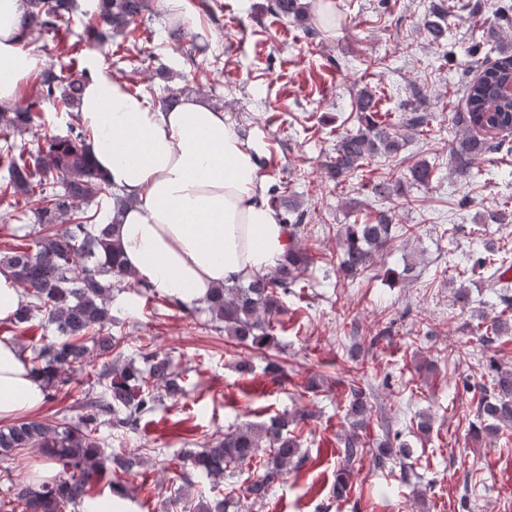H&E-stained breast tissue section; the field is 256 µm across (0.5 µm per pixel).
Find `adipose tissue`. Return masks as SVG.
Instances as JSON below:
<instances>
[{"label": "adipose tissue", "instance_id": "ef3b65f1", "mask_svg": "<svg viewBox=\"0 0 512 512\" xmlns=\"http://www.w3.org/2000/svg\"><path fill=\"white\" fill-rule=\"evenodd\" d=\"M18 11L19 0H0V104L13 103L20 82L45 64L19 51ZM79 113L94 134L92 163L132 201L118 231L121 258L140 282L191 304L283 262L287 228L223 110L188 97L165 112L100 71ZM46 394L16 342L1 338L0 420L38 410Z\"/></svg>", "mask_w": 512, "mask_h": 512}]
</instances>
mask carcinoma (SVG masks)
Returning a JSON list of instances; mask_svg holds the SVG:
<instances>
[{
    "instance_id": "obj_1",
    "label": "carcinoma",
    "mask_w": 512,
    "mask_h": 512,
    "mask_svg": "<svg viewBox=\"0 0 512 512\" xmlns=\"http://www.w3.org/2000/svg\"><path fill=\"white\" fill-rule=\"evenodd\" d=\"M72 0H22L19 27L22 36L50 37L61 44L68 34L66 15ZM154 6L153 0H96L86 27V38L68 46L69 64L60 70L49 66L36 76L37 95L20 107L0 106V199L22 213H33L36 236L8 252H0V265L11 270L14 280L24 288L31 301L14 314L16 324L41 318L56 325L58 336L31 347L29 362L33 371L44 375L48 391H56L71 383L72 376L83 366L96 362L94 384L81 391L78 421L65 418L41 421L19 418L5 429L0 428V456L36 448L49 461L59 465L63 475L52 482H35L13 477L10 468L0 470V481L9 483L0 497V512H66L85 501L96 498L95 487L102 480L122 471L132 472L140 464L139 457L105 455L96 435L105 424L116 434L139 429L142 419L152 413L159 401V390L175 398L183 393L181 377L173 369L171 359L156 351H148L142 359L148 369H141L135 360L124 359L119 338L111 335L113 291L121 288L131 276L120 260L121 249L115 226L127 208L128 200L120 195L90 162L88 141L93 137L75 113L89 72L79 66L83 47L112 44L120 33L135 32L131 24ZM457 9L455 0H434L424 16L423 26L431 40L439 44L446 39V19ZM268 10L279 18L298 24L306 35L316 38L309 4L304 0H269ZM474 56L473 64L482 69L481 76L464 86L465 111L451 113L454 126L463 131L450 149L451 162L457 174L466 176L475 161H492L501 152L505 140L494 136L497 131L512 129V97L502 93L503 85L512 81V53H499L489 66ZM46 102L64 106L73 112L64 135L46 132L31 149L11 137L31 125L37 111ZM379 97L372 90L361 89L355 106L362 126L336 137L335 155L325 164L327 179L344 184L376 157H392L401 149L395 124L378 117ZM429 125L426 112H405L400 126L424 130ZM507 148V147H505ZM512 151V148H507ZM433 168L426 162L409 169L413 185H428ZM112 198L111 221L104 223L89 204L102 192ZM372 192L382 200L404 196L399 178L386 177L373 183ZM271 206L284 208L289 217L282 218L290 238L288 256L273 271L256 275L248 281H234L213 289L204 300L212 319L224 324L226 335L238 345L260 348L274 340L275 324L281 310V296L304 289L301 272L314 264L311 255L295 243L304 230L305 213L294 201L282 202V196H271ZM65 228H59V225ZM512 224V199H504L483 215V226ZM391 210L375 212L373 222L347 224L342 234L337 271L345 277L364 273L376 253L395 239L392 234ZM479 249L468 257L471 267L485 269L489 279L509 283L512 256L494 242L480 238ZM502 308L493 317H483L476 325V335L490 347L497 337L509 331L512 324V297L500 295ZM363 351L352 346L347 358L355 364L347 384L348 430L343 438L342 467L336 480V495L346 491L352 464L365 454L362 433L369 427L373 406L361 386L360 363ZM491 378L480 387L479 422L474 430L487 437L495 436L501 426L512 424V367H505L494 358L489 360ZM302 411L283 412L262 423H246L201 445V449L179 458L192 469L220 482L236 475L244 464L259 471L257 478L244 487H232L225 497L200 500L193 512H227L229 497L239 492L245 500L266 499L272 488L282 480L288 466L302 461ZM373 463L385 468L406 459V450L394 445L390 433L376 442L371 450Z\"/></svg>"
}]
</instances>
